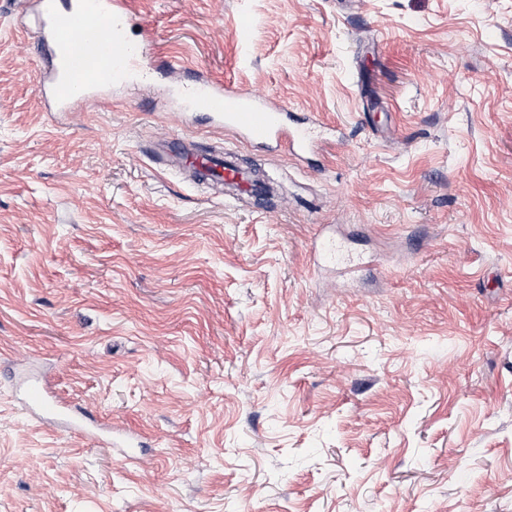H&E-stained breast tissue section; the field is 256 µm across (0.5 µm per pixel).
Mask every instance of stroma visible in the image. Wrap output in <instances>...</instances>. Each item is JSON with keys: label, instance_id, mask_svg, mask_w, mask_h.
Segmentation results:
<instances>
[{"label": "stroma", "instance_id": "stroma-1", "mask_svg": "<svg viewBox=\"0 0 512 512\" xmlns=\"http://www.w3.org/2000/svg\"><path fill=\"white\" fill-rule=\"evenodd\" d=\"M128 3L149 81L47 112L0 0V512H512V0ZM189 73L328 140L169 111ZM227 146L269 202L179 166ZM28 404L49 418L68 416L69 408L40 379L26 381L24 388Z\"/></svg>", "mask_w": 512, "mask_h": 512}]
</instances>
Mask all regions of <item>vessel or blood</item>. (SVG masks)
Wrapping results in <instances>:
<instances>
[{
	"label": "vessel or blood",
	"mask_w": 512,
	"mask_h": 512,
	"mask_svg": "<svg viewBox=\"0 0 512 512\" xmlns=\"http://www.w3.org/2000/svg\"><path fill=\"white\" fill-rule=\"evenodd\" d=\"M71 14H59L57 0H15L20 12H34L40 38L47 50V64L39 95L47 111L66 112L89 98L93 89L118 81L130 72L148 75V47L131 42L125 26V0H80ZM185 111L199 108L213 112L225 131L247 143H276L290 155L300 157L319 147L311 131L288 126L283 107L258 102L250 95L201 80L183 89ZM185 164L193 173L214 182L244 190L249 186L245 171L223 154L189 153ZM28 404L51 418L64 417L68 408L39 379L26 381Z\"/></svg>",
	"instance_id": "vessel-or-blood-1"
}]
</instances>
